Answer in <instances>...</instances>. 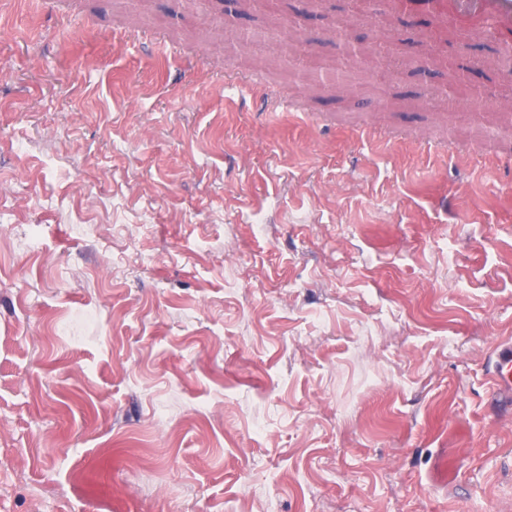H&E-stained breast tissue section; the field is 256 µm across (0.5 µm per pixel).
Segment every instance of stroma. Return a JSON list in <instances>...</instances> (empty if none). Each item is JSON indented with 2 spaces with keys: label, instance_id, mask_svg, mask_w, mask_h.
Here are the masks:
<instances>
[{
  "label": "stroma",
  "instance_id": "obj_1",
  "mask_svg": "<svg viewBox=\"0 0 512 512\" xmlns=\"http://www.w3.org/2000/svg\"><path fill=\"white\" fill-rule=\"evenodd\" d=\"M289 2L300 71L202 0L0 29V512H512L483 371L512 336V72L481 34L449 81L457 34L432 61L376 0ZM340 24L398 65L331 88ZM252 74L302 111L240 105Z\"/></svg>",
  "mask_w": 512,
  "mask_h": 512
}]
</instances>
